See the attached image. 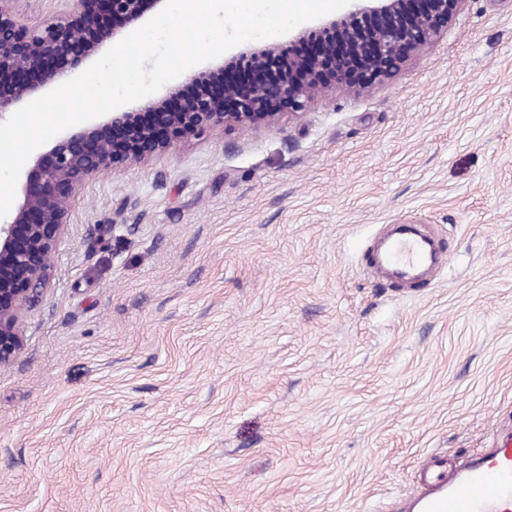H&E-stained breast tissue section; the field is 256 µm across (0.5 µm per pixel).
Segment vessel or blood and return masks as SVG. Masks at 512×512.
Wrapping results in <instances>:
<instances>
[{
  "instance_id": "b4317fda",
  "label": "vessel or blood",
  "mask_w": 512,
  "mask_h": 512,
  "mask_svg": "<svg viewBox=\"0 0 512 512\" xmlns=\"http://www.w3.org/2000/svg\"><path fill=\"white\" fill-rule=\"evenodd\" d=\"M371 256L387 277L410 283L447 260L433 237L402 224L378 240ZM419 482L418 512H512V431L499 435L489 452L459 467L449 466L445 457L431 456Z\"/></svg>"
}]
</instances>
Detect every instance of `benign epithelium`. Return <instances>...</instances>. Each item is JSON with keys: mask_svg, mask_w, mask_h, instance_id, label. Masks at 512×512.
<instances>
[{"mask_svg": "<svg viewBox=\"0 0 512 512\" xmlns=\"http://www.w3.org/2000/svg\"><path fill=\"white\" fill-rule=\"evenodd\" d=\"M20 2L0 0V119L7 108L25 106L67 79L77 63L118 40L164 0H77L66 18L38 24L22 19ZM402 2L352 0L336 22L341 41L289 57L286 77L261 67L233 72L197 111L177 105L179 86L146 101L140 110L158 113L159 124L141 133L144 149L129 148L126 129L133 113L112 111L36 153L18 183L17 203L0 218V366L24 347L25 316L50 287L52 254L87 182L116 164L145 163L176 140L198 139L226 124L276 125L337 87L380 84L434 43L466 0H413L423 7L407 23L358 26L362 17L394 13Z\"/></svg>", "mask_w": 512, "mask_h": 512, "instance_id": "1", "label": "benign epithelium"}]
</instances>
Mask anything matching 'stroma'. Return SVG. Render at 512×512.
Returning <instances> with one entry per match:
<instances>
[{"mask_svg":"<svg viewBox=\"0 0 512 512\" xmlns=\"http://www.w3.org/2000/svg\"><path fill=\"white\" fill-rule=\"evenodd\" d=\"M449 253L401 284L372 238ZM0 368V512H405L512 429V0L383 84L81 190Z\"/></svg>","mask_w":512,"mask_h":512,"instance_id":"35a3bbf8","label":"stroma"}]
</instances>
